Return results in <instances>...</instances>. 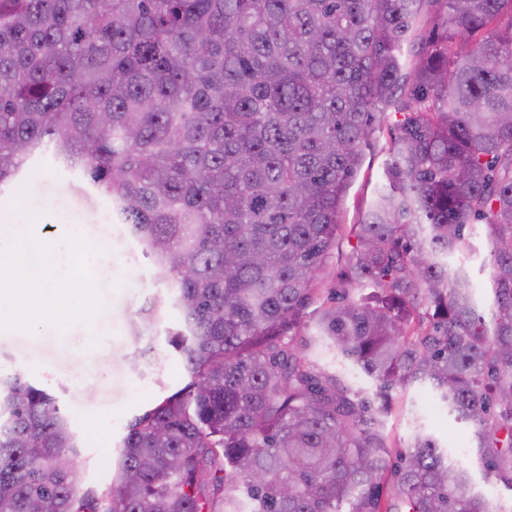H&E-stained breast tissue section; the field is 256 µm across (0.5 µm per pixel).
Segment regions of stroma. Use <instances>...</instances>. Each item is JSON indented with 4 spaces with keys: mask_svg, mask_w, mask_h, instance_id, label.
I'll return each instance as SVG.
<instances>
[{
    "mask_svg": "<svg viewBox=\"0 0 512 512\" xmlns=\"http://www.w3.org/2000/svg\"><path fill=\"white\" fill-rule=\"evenodd\" d=\"M396 114L380 121L361 170L349 188L340 217L342 224L359 223L384 181L386 145L396 129ZM42 173L21 186L0 193V219L35 225V240L52 248L65 226H76L79 249L112 262V275L83 271L71 277L63 269L58 287L82 288L86 313L76 322L48 324L30 334L0 336V375H22L56 399L86 460L82 488L107 489L114 477L118 446L130 422L165 395L183 387L188 375L168 346L166 331L180 321L176 308H166L155 324L140 323L138 313L165 288L126 225L112 221L110 202L90 191L82 179L41 157ZM470 246L449 257L450 267H463L482 315L493 307L491 246L481 223L467 226ZM435 398L428 388L412 386L390 392L391 411L385 419L396 451H403L420 419L442 445L467 449L469 468L479 489L494 488L501 499L512 497L503 485L485 480L474 451L468 450L469 425L454 417L434 414Z\"/></svg>",
    "mask_w": 512,
    "mask_h": 512,
    "instance_id": "obj_1",
    "label": "stroma"
}]
</instances>
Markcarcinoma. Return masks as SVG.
<instances>
[{
  "instance_id": "1",
  "label": "carcinoma",
  "mask_w": 512,
  "mask_h": 512,
  "mask_svg": "<svg viewBox=\"0 0 512 512\" xmlns=\"http://www.w3.org/2000/svg\"><path fill=\"white\" fill-rule=\"evenodd\" d=\"M447 36L408 68L424 4ZM402 116L352 228L336 304L308 315L375 133ZM112 202L168 293L189 374L136 418L117 475L53 396L0 378V512H512L423 430L392 462L377 395L427 382L512 491V0H0V190L32 157ZM480 221L491 320L448 256Z\"/></svg>"
}]
</instances>
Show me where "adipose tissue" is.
<instances>
[{"mask_svg":"<svg viewBox=\"0 0 512 512\" xmlns=\"http://www.w3.org/2000/svg\"><path fill=\"white\" fill-rule=\"evenodd\" d=\"M32 234L0 226V335L31 332L43 322H74L81 319L84 307L74 301L73 290L56 287L43 273L58 263L79 259L81 265L108 272L106 261L98 255H76L77 230L65 232L54 250L32 248Z\"/></svg>","mask_w":512,"mask_h":512,"instance_id":"adipose-tissue-1","label":"adipose tissue"}]
</instances>
